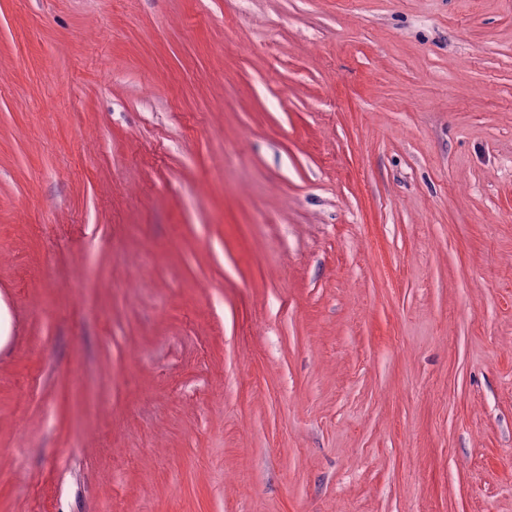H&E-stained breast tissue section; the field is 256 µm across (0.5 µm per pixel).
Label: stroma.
Here are the masks:
<instances>
[{
  "mask_svg": "<svg viewBox=\"0 0 512 512\" xmlns=\"http://www.w3.org/2000/svg\"><path fill=\"white\" fill-rule=\"evenodd\" d=\"M0 512H512V0H0Z\"/></svg>",
  "mask_w": 512,
  "mask_h": 512,
  "instance_id": "stroma-1",
  "label": "stroma"
}]
</instances>
